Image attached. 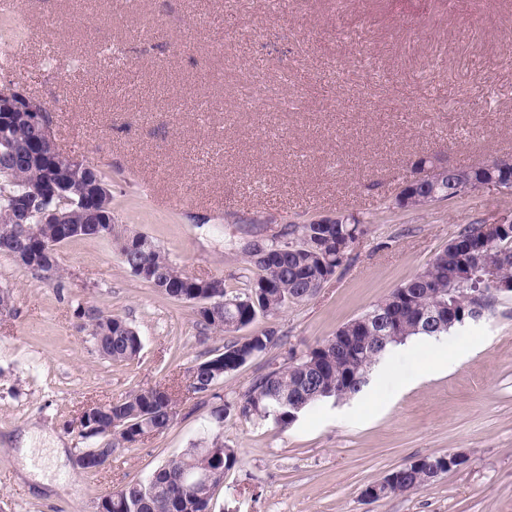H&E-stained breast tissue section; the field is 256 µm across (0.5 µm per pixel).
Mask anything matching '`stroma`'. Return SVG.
<instances>
[{
    "instance_id": "1",
    "label": "stroma",
    "mask_w": 512,
    "mask_h": 512,
    "mask_svg": "<svg viewBox=\"0 0 512 512\" xmlns=\"http://www.w3.org/2000/svg\"><path fill=\"white\" fill-rule=\"evenodd\" d=\"M0 43L22 46L0 87L42 100L59 149L98 166L112 214L181 268L242 292L240 252L269 235L344 211L369 232L311 298L258 319L280 343L226 377L245 393L269 364L321 343L430 264L469 224L512 213L493 187L420 210L394 198L419 157L457 168L512 158V0H19ZM187 201L170 207V194ZM61 287L0 255V506L95 512L125 484L203 443L213 399L189 390L194 361L231 334L202 329L193 303L135 276L99 239L61 245ZM139 333L135 360L95 352L77 306ZM447 359L422 365L426 339L390 348L361 402L307 408L287 430L235 416L236 465L214 512H512V296L444 336ZM173 385L168 430L112 451L96 475L74 467L87 442L67 429L82 407ZM23 429L61 442L22 454ZM456 452L466 464L375 502L361 491L404 462Z\"/></svg>"
}]
</instances>
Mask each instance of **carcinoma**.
I'll return each instance as SVG.
<instances>
[{
	"instance_id": "1",
	"label": "carcinoma",
	"mask_w": 512,
	"mask_h": 512,
	"mask_svg": "<svg viewBox=\"0 0 512 512\" xmlns=\"http://www.w3.org/2000/svg\"><path fill=\"white\" fill-rule=\"evenodd\" d=\"M38 128L18 112H0V255L23 258L22 266L42 284L61 285L62 267L57 247L64 243L60 224L33 217L29 231L13 232L15 201L33 188L52 194L54 207L69 214L70 227L79 238L119 241V256L139 279L156 283L164 294L196 305L198 323L207 330L234 333L260 317L274 316L288 304L313 296L325 274L333 272L347 257L355 236L367 234L370 221L348 215L343 224H290L288 231L261 236L242 245L246 262L255 270L244 292L224 293L217 310L203 308L210 284L189 276L177 267L151 238L125 235L112 219V191H104L106 177L94 165L75 172L51 166L32 152ZM473 177L470 169H458L455 181L438 189L453 200L461 197L460 186ZM481 225L468 224L457 237L475 242L464 250L454 241L441 250L429 266L395 288L386 297L356 317L367 316L385 334L386 347L402 344L414 336H442L449 327L425 325L421 317L432 308L451 306L468 313L471 295L479 293L495 300L493 288L483 279V267L494 266L501 278L512 280V262L502 253H512V223L493 241H480ZM77 329L91 337L95 349L113 362H128L139 356L143 343L137 330L119 316L94 308L77 307ZM359 336L353 321L343 324L329 341L318 343L300 355L301 366L283 364L269 368L241 396L225 398L217 392L224 378L279 341L276 331L265 329L224 344V350L194 362L188 373L197 391L219 404L205 424L207 445L193 446L168 460L148 478L127 483L112 499L97 503V512H213L215 490L224 484V473L235 466L234 449L224 446V420L236 415L244 420H271L282 430L298 418L300 411L326 399H349L368 383L372 356L357 357L352 351ZM175 407L168 386L133 391L116 402L108 401L85 415L96 424L91 440L110 435L117 443L131 445L150 426L162 433L169 428ZM448 472L447 461L434 455L411 460L373 483L376 499L407 490H420Z\"/></svg>"
}]
</instances>
